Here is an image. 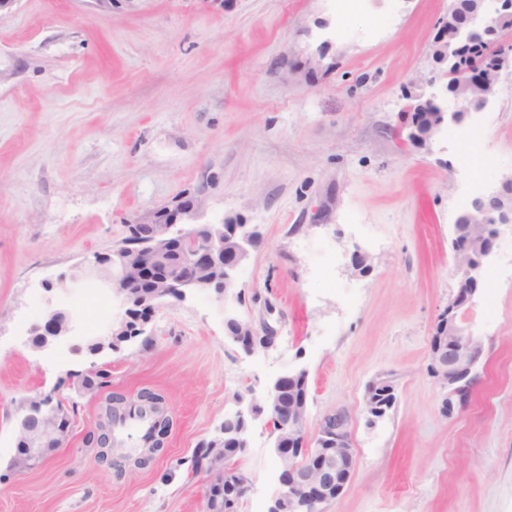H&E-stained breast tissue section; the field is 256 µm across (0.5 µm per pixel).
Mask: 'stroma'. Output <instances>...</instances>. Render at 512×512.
<instances>
[{
    "instance_id": "1",
    "label": "stroma",
    "mask_w": 512,
    "mask_h": 512,
    "mask_svg": "<svg viewBox=\"0 0 512 512\" xmlns=\"http://www.w3.org/2000/svg\"><path fill=\"white\" fill-rule=\"evenodd\" d=\"M450 0H12L0 9V512H202L196 468L225 416L279 376L307 370V440L346 407L356 469L328 512H512V271L492 258L465 325L484 348L470 402L427 371L438 315L457 289L449 248L464 180L441 130L409 137L429 90ZM512 176V94L480 112ZM185 208L200 224L258 225L238 274L239 314L272 312L275 345L247 354L224 332V302L156 307L145 340L89 358L66 341L36 351L29 330L46 281L110 250L130 224ZM366 254L371 269L355 272ZM106 366L89 394L66 371ZM397 401L367 420V388ZM150 389L172 422L149 465L88 445L108 397ZM55 392L71 427L41 467L9 466L14 409ZM274 437L256 419L238 461L240 512L280 488Z\"/></svg>"
}]
</instances>
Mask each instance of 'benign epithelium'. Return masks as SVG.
<instances>
[{
  "mask_svg": "<svg viewBox=\"0 0 512 512\" xmlns=\"http://www.w3.org/2000/svg\"><path fill=\"white\" fill-rule=\"evenodd\" d=\"M512 15V0H469L465 20L444 34L442 61L444 72L429 79L433 84L446 81L444 95H432L416 107L420 112L413 135L422 141L431 139L447 121L462 123L467 113L450 110L445 101H474L479 112L493 103L498 94L501 72L512 67V42L499 39L501 48L468 72V80L459 78L460 60L475 37L485 33L493 16ZM463 231H453L452 249L459 278L455 298L439 315L429 342L428 366L432 377L448 389V396L464 401L478 375L482 357L480 340L466 328L463 314L469 308L483 281V272L494 253L499 228L512 226V177L474 198ZM131 243H122L73 267L69 276L48 281V292H68L90 274L100 278L111 295L120 299L123 315L117 327L104 336L94 337L96 357L112 349V337L140 336L145 331L154 307L161 302L183 301L194 293H214L224 298V321L237 320L240 333L260 336L265 347L275 344L278 329L263 318L257 322L240 317L232 308L239 299L237 270L250 257L258 236L253 224H194L162 215L149 224H132ZM72 312L60 305H49L42 321L30 335L43 337L38 348L69 336ZM279 377L271 383L263 399L273 435L274 452L288 469V483L280 488L270 512H326L327 505L349 484L355 452L350 431L351 415L341 407L326 412L319 420L314 446L305 441L307 404H297L283 396ZM62 403L50 399L43 404L29 401L15 409L18 441L23 443L26 468L44 463L51 448L62 444L69 433ZM209 474L238 483L242 472L238 464H209Z\"/></svg>",
  "mask_w": 512,
  "mask_h": 512,
  "instance_id": "obj_1",
  "label": "benign epithelium"
}]
</instances>
